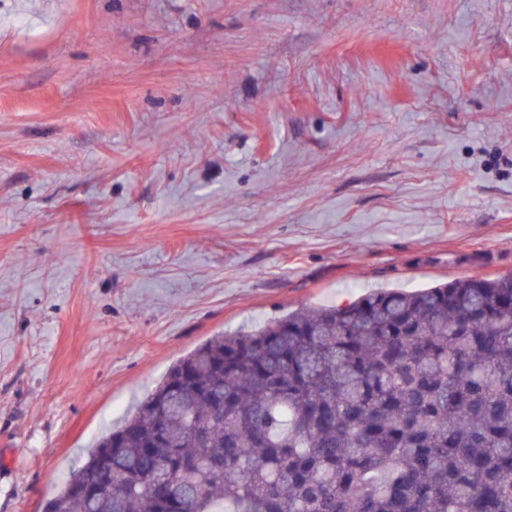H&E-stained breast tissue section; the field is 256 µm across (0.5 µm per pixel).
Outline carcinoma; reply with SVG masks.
I'll list each match as a JSON object with an SVG mask.
<instances>
[{
	"label": "carcinoma",
	"instance_id": "carcinoma-1",
	"mask_svg": "<svg viewBox=\"0 0 512 512\" xmlns=\"http://www.w3.org/2000/svg\"><path fill=\"white\" fill-rule=\"evenodd\" d=\"M44 512H512V273L212 338Z\"/></svg>",
	"mask_w": 512,
	"mask_h": 512
}]
</instances>
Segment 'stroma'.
<instances>
[{
    "label": "stroma",
    "mask_w": 512,
    "mask_h": 512,
    "mask_svg": "<svg viewBox=\"0 0 512 512\" xmlns=\"http://www.w3.org/2000/svg\"><path fill=\"white\" fill-rule=\"evenodd\" d=\"M512 273V0H0V512L213 337Z\"/></svg>",
    "instance_id": "stroma-1"
}]
</instances>
